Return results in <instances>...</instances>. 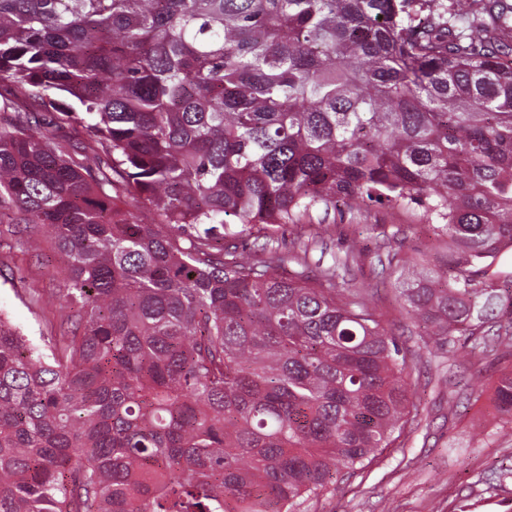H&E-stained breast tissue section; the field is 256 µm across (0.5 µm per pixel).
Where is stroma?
<instances>
[{"mask_svg":"<svg viewBox=\"0 0 512 512\" xmlns=\"http://www.w3.org/2000/svg\"><path fill=\"white\" fill-rule=\"evenodd\" d=\"M308 221L336 227L328 242L310 241V268L357 252L339 287L364 289L396 318V275L387 255L401 245L427 259L434 242L418 209L371 207L343 224L321 204ZM64 267V258L48 243L38 256L19 245L0 247V316L32 342L48 334L58 315ZM399 342L412 367L416 421L354 477L307 503L306 512H512V430L503 427L494 404L501 359L489 350L476 364L460 347L429 352L416 335L400 336ZM466 391L474 400L449 412V397Z\"/></svg>","mask_w":512,"mask_h":512,"instance_id":"35a3bbf8","label":"stroma"}]
</instances>
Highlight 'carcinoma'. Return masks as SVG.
Returning <instances> with one entry per match:
<instances>
[{
  "label": "carcinoma",
  "mask_w": 512,
  "mask_h": 512,
  "mask_svg": "<svg viewBox=\"0 0 512 512\" xmlns=\"http://www.w3.org/2000/svg\"><path fill=\"white\" fill-rule=\"evenodd\" d=\"M421 209L424 347L512 358V0H0V218L65 256L0 318V512H301L416 420L386 314L228 224ZM512 426V364L496 381Z\"/></svg>",
  "instance_id": "1"
}]
</instances>
